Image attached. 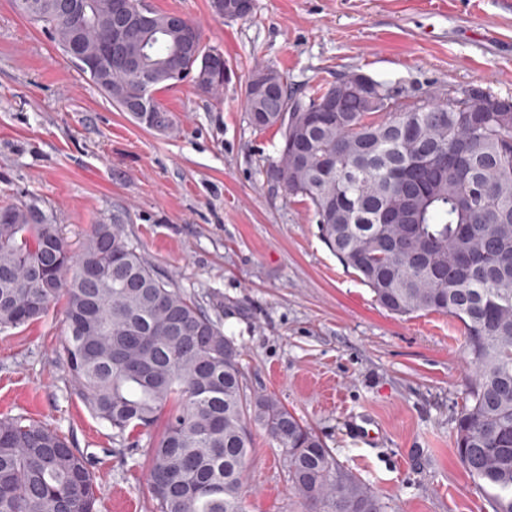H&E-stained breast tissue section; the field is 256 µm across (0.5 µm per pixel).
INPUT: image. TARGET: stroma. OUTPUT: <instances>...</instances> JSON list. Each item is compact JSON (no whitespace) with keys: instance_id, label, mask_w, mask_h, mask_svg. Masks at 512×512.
<instances>
[{"instance_id":"1","label":"stroma","mask_w":512,"mask_h":512,"mask_svg":"<svg viewBox=\"0 0 512 512\" xmlns=\"http://www.w3.org/2000/svg\"><path fill=\"white\" fill-rule=\"evenodd\" d=\"M197 24L231 66L221 100L184 82L157 100L171 132L144 129L51 41L0 0V206L51 207L79 245L120 218L129 238L221 322L249 390L275 394L381 512H494L454 449L468 397L465 338L437 313L382 308L319 236L313 208L270 180L277 129L257 131L243 92L256 67L306 93L361 73L404 96L478 87L512 99V0H254L243 19L210 0H148ZM63 305L0 331V417L23 414L64 434L89 461L99 512H156L149 436L115 438L74 390ZM369 417L376 443L353 432ZM246 512H303L276 443L259 428Z\"/></svg>"}]
</instances>
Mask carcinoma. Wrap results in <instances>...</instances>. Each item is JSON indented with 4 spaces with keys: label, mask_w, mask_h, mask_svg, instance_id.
Here are the masks:
<instances>
[{
    "label": "carcinoma",
    "mask_w": 512,
    "mask_h": 512,
    "mask_svg": "<svg viewBox=\"0 0 512 512\" xmlns=\"http://www.w3.org/2000/svg\"><path fill=\"white\" fill-rule=\"evenodd\" d=\"M62 50L93 56L112 25V0H14ZM169 13L151 11L139 40L155 38L159 70L148 87L118 65L89 76L120 111L154 91L189 82L218 97L224 74L197 32L182 76L167 70L184 31L163 32ZM254 75L276 92L244 89L259 131L277 128L270 170L318 217L323 242L376 301L398 316L456 319L473 372L457 419L455 450L475 483L512 512V108L496 95H396L374 108L358 74L297 95L271 68ZM334 99L326 117L311 108ZM98 274L85 280L80 270ZM65 300L63 345L74 387L90 412L129 440L162 424L150 448L156 512H244L251 428L284 455L306 512H380L373 491L343 470L320 436L273 394L250 393L238 350L202 306L158 272L124 224H93L79 250L53 215L29 200L0 207V328H19ZM99 489L85 458L57 430L22 415L0 417V512H97Z\"/></svg>",
    "instance_id": "carcinoma-1"
}]
</instances>
